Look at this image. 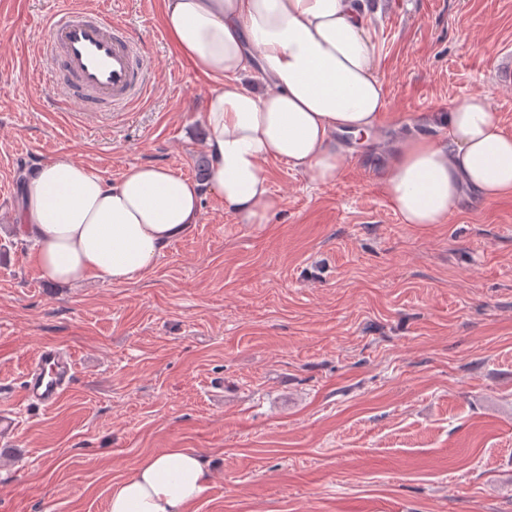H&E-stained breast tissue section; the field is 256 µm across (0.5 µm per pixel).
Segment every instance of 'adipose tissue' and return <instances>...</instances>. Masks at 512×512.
Masks as SVG:
<instances>
[{"instance_id":"obj_1","label":"adipose tissue","mask_w":512,"mask_h":512,"mask_svg":"<svg viewBox=\"0 0 512 512\" xmlns=\"http://www.w3.org/2000/svg\"><path fill=\"white\" fill-rule=\"evenodd\" d=\"M160 23L180 61L221 82L204 102L206 181L141 164L110 184L67 154L38 165L19 230L40 276L58 286L141 279L198 223L205 189L237 222L268 223L281 200L264 162L334 183L349 140L380 120L384 85L358 0H162ZM255 68L261 92L243 82ZM445 124L446 141L401 139L382 167L381 189L402 223H445L470 194L512 198V134L487 94L455 104ZM209 480L194 452L170 448L113 486L107 512H192Z\"/></svg>"}]
</instances>
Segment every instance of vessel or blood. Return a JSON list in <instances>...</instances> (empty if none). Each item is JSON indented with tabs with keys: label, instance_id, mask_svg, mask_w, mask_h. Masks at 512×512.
<instances>
[{
	"label": "vessel or blood",
	"instance_id": "vessel-or-blood-1",
	"mask_svg": "<svg viewBox=\"0 0 512 512\" xmlns=\"http://www.w3.org/2000/svg\"><path fill=\"white\" fill-rule=\"evenodd\" d=\"M52 38L43 56L49 85L65 103L109 112L141 99L150 83L141 49L123 28L78 6L58 8L46 19ZM75 379V362L60 347L46 346L23 376L28 404L49 408Z\"/></svg>",
	"mask_w": 512,
	"mask_h": 512
}]
</instances>
